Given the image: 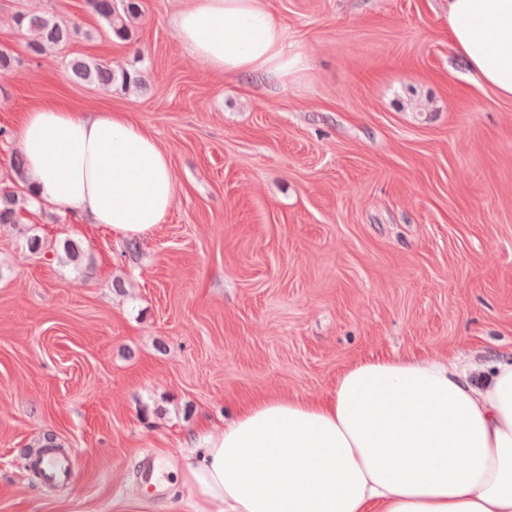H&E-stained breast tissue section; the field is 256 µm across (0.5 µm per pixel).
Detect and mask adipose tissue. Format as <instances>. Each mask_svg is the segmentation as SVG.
<instances>
[{"label": "adipose tissue", "mask_w": 512, "mask_h": 512, "mask_svg": "<svg viewBox=\"0 0 512 512\" xmlns=\"http://www.w3.org/2000/svg\"><path fill=\"white\" fill-rule=\"evenodd\" d=\"M172 22L217 73L284 79L303 64L260 0H181ZM448 36L512 100V0H448ZM14 137L31 190L62 213L141 237L172 208L170 159L126 113L43 106ZM180 477L194 512H512V357L478 380L442 360L362 359L327 398H253L207 430Z\"/></svg>", "instance_id": "obj_1"}]
</instances>
